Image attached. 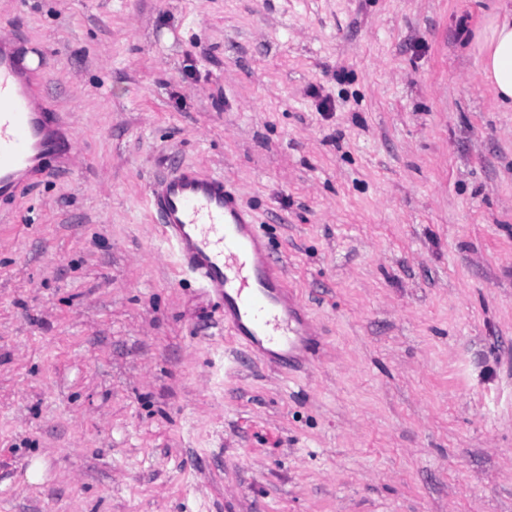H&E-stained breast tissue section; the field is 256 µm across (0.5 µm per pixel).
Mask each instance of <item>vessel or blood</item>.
<instances>
[{"label":"vessel or blood","mask_w":512,"mask_h":512,"mask_svg":"<svg viewBox=\"0 0 512 512\" xmlns=\"http://www.w3.org/2000/svg\"><path fill=\"white\" fill-rule=\"evenodd\" d=\"M44 103L12 40L0 38V200L16 197L76 142ZM177 262L219 302L224 327L259 359L292 355L302 306L272 260L252 213L223 178L179 168L147 187Z\"/></svg>","instance_id":"obj_1"}]
</instances>
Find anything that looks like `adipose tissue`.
I'll use <instances>...</instances> for the list:
<instances>
[{"instance_id": "ef3b65f1", "label": "adipose tissue", "mask_w": 512, "mask_h": 512, "mask_svg": "<svg viewBox=\"0 0 512 512\" xmlns=\"http://www.w3.org/2000/svg\"><path fill=\"white\" fill-rule=\"evenodd\" d=\"M480 64L496 99L512 104V7H503L493 20L490 33L480 46Z\"/></svg>"}]
</instances>
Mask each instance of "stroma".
<instances>
[{"label": "stroma", "instance_id": "obj_1", "mask_svg": "<svg viewBox=\"0 0 512 512\" xmlns=\"http://www.w3.org/2000/svg\"><path fill=\"white\" fill-rule=\"evenodd\" d=\"M499 0H0L76 151L0 202V512H512ZM224 177L309 326L240 346L146 198ZM479 51L484 80L501 104L512 105V7L507 3L493 20Z\"/></svg>", "mask_w": 512, "mask_h": 512}]
</instances>
